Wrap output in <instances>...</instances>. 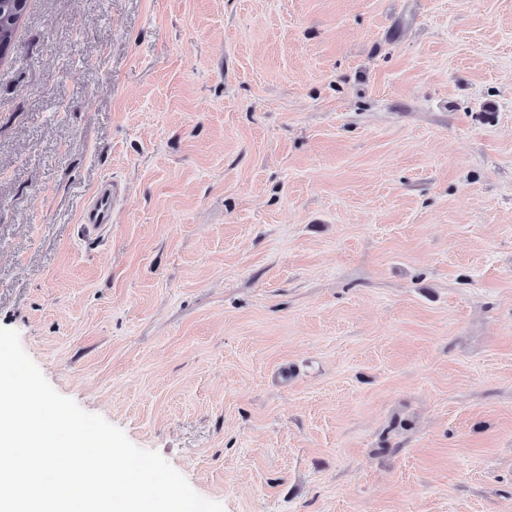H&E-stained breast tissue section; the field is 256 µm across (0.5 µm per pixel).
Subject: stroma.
<instances>
[{
  "instance_id": "stroma-1",
  "label": "stroma",
  "mask_w": 512,
  "mask_h": 512,
  "mask_svg": "<svg viewBox=\"0 0 512 512\" xmlns=\"http://www.w3.org/2000/svg\"><path fill=\"white\" fill-rule=\"evenodd\" d=\"M0 327L224 512H512V0H29ZM117 199V187L111 182L98 184L80 208V226L88 235L101 234L112 226V213Z\"/></svg>"
}]
</instances>
